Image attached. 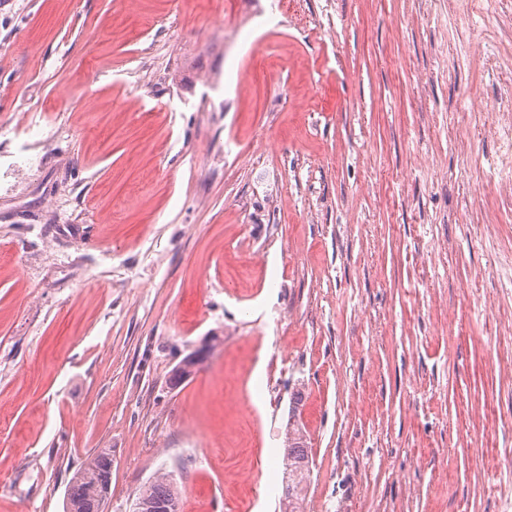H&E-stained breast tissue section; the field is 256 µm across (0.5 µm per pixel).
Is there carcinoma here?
<instances>
[{
  "mask_svg": "<svg viewBox=\"0 0 512 512\" xmlns=\"http://www.w3.org/2000/svg\"><path fill=\"white\" fill-rule=\"evenodd\" d=\"M201 360L185 357L172 369L168 381L175 387L187 380ZM284 487L285 512H300L310 478V458L300 431L288 436ZM112 485V450L103 448L72 476L67 490L66 512H102V504L110 497ZM143 503L163 505L179 512L180 489L167 474H159L138 492Z\"/></svg>",
  "mask_w": 512,
  "mask_h": 512,
  "instance_id": "obj_1",
  "label": "carcinoma"
}]
</instances>
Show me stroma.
Wrapping results in <instances>:
<instances>
[{"mask_svg":"<svg viewBox=\"0 0 512 512\" xmlns=\"http://www.w3.org/2000/svg\"><path fill=\"white\" fill-rule=\"evenodd\" d=\"M511 177L512 0H0V512H512ZM306 442L298 429L294 435L288 433V448L285 459L287 482L284 487L285 512H301L300 505L310 478V458ZM111 485L112 451L103 448L72 476L65 511L102 512V504L110 497ZM180 489L176 482L170 478L168 474H158L153 480L143 485L139 490L137 496L143 503L154 505H165L169 512H179L180 510ZM137 502L134 505L136 510L132 512H139L145 508V505Z\"/></svg>","mask_w":512,"mask_h":512,"instance_id":"35a3bbf8","label":"stroma"}]
</instances>
